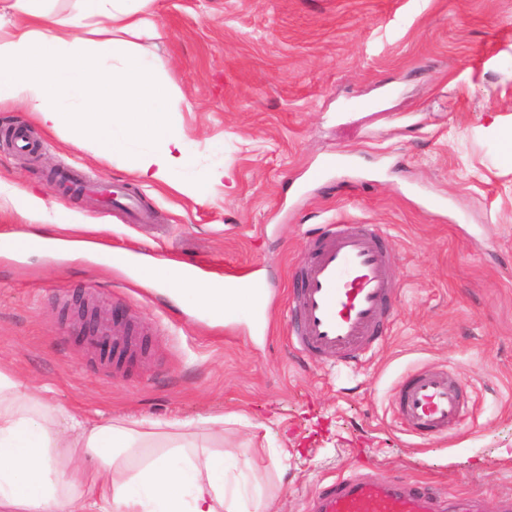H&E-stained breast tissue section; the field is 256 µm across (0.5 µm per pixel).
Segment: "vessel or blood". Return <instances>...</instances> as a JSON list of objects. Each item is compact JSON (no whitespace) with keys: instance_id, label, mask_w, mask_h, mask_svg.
<instances>
[{"instance_id":"b4317fda","label":"vessel or blood","mask_w":512,"mask_h":512,"mask_svg":"<svg viewBox=\"0 0 512 512\" xmlns=\"http://www.w3.org/2000/svg\"><path fill=\"white\" fill-rule=\"evenodd\" d=\"M112 206L135 220L151 215L126 189H109ZM309 262L293 277L296 319L292 347L326 364L360 357L379 344L396 294L385 232L377 224H324L308 239ZM401 420L418 433L443 434L461 419V388L447 372L423 370L396 392ZM312 512H437L433 495L415 481L346 475L318 489Z\"/></svg>"}]
</instances>
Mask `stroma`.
Listing matches in <instances>:
<instances>
[{
  "label": "stroma",
  "instance_id": "obj_1",
  "mask_svg": "<svg viewBox=\"0 0 512 512\" xmlns=\"http://www.w3.org/2000/svg\"><path fill=\"white\" fill-rule=\"evenodd\" d=\"M169 120L197 155L198 201L79 149L32 113L0 105V184L42 198L18 213L0 193V240H95L112 252L256 272L268 321L218 320L105 259L0 253V366L92 418L223 415L224 449L279 512H308L343 473L428 483L442 504L512 494V0H154ZM24 120L35 141L3 135ZM112 181L148 224L52 173ZM224 168V181L210 179ZM320 177H313V170ZM378 224L400 283L382 341L362 361L318 364L288 346L292 272L306 229ZM95 306L140 345L101 361L72 317ZM459 377L465 411L416 434L395 390L409 373Z\"/></svg>",
  "mask_w": 512,
  "mask_h": 512
}]
</instances>
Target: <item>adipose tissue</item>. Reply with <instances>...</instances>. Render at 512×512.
I'll use <instances>...</instances> for the list:
<instances>
[{
  "instance_id": "obj_1",
  "label": "adipose tissue",
  "mask_w": 512,
  "mask_h": 512,
  "mask_svg": "<svg viewBox=\"0 0 512 512\" xmlns=\"http://www.w3.org/2000/svg\"><path fill=\"white\" fill-rule=\"evenodd\" d=\"M47 2L14 0L15 20L0 23V103L34 112L80 149L127 161L143 180L174 184V173L191 168L194 157L166 119L164 59L123 40L78 35L91 24L127 33L151 28L143 14L149 0H81L69 18ZM140 138L148 148L132 150ZM142 276L219 318L256 296L169 261L143 267ZM49 394L0 369V512H277L275 498L247 493L234 454L196 449L185 434L190 421L90 420L51 406ZM143 448L156 456L134 464Z\"/></svg>"
}]
</instances>
